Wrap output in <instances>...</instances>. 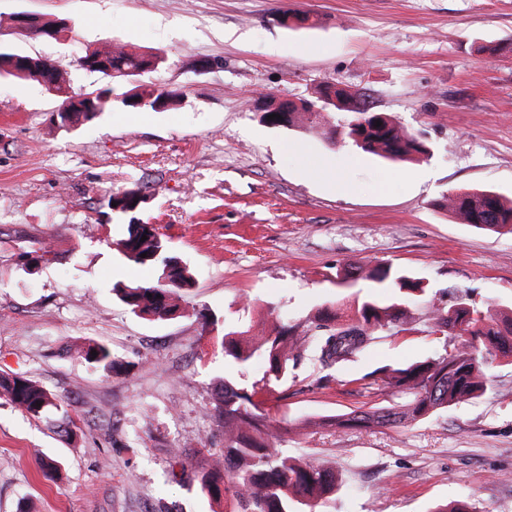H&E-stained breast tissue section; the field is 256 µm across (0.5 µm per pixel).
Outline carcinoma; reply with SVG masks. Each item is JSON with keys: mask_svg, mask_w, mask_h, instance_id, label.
<instances>
[{"mask_svg": "<svg viewBox=\"0 0 512 512\" xmlns=\"http://www.w3.org/2000/svg\"><path fill=\"white\" fill-rule=\"evenodd\" d=\"M320 19L310 14L284 10L280 24L285 28H310ZM101 62L110 70L99 73L112 78V86L100 89L93 102L100 111L119 102L126 107L164 109L174 102L169 92L143 89L132 93L121 90V82L134 72L151 70L162 63L155 54L140 53L125 47L98 51ZM27 80L44 82L46 71H56L54 90L63 89L60 65L26 56ZM330 85H320L312 99L290 100L284 104L274 95L263 96L262 118L274 126H298L322 132L330 139L342 136L347 142L359 141L357 148L392 161H407L429 153L427 144L406 131L390 115L374 112L365 97L337 91V110L344 114L340 126L333 125L331 113L321 111L322 96ZM82 96H67L64 111L58 113L60 124H73L97 116ZM381 125H376V122ZM438 208L463 224L497 234H512V200L491 190L451 193L438 202ZM125 261L135 265L156 264L158 280L136 285L118 282L113 291L120 301L137 316L167 318L177 313L180 293L193 287L187 263L171 250L169 242L153 224H129L126 235L117 242ZM147 257H141V254ZM372 282L371 291L353 296V315L339 320L337 312L324 310L317 314L314 328L298 331L295 326L281 325L269 336L224 334V357L236 366L256 361L268 364L272 377L262 376L243 387L224 380L216 400L213 419L224 436V448L207 453L193 466V474L202 492L210 496H228L242 512H315L336 491V470L326 464H303L277 451L280 428L264 410V395L271 380L286 375L288 360L315 351L321 365L331 368L362 353L376 339L388 333L415 330L414 307L421 291L390 264L378 263L365 269L349 264L343 269L342 283L354 287L358 281ZM427 333L444 337L456 336L452 346H443L437 357L415 361L404 367L381 366L364 375L368 387H377L405 398L402 403L355 411L336 419L338 427L395 425L421 421L459 403L479 397L487 388L486 368L489 360L501 356L512 358V309L492 314L464 299L451 306L429 301ZM97 355H91V352ZM84 358L107 371L117 369L118 362L104 345L94 343L83 350ZM0 392L18 410L40 419L56 398L36 382L23 376L0 375ZM58 431L72 438L77 435L76 421L62 413L54 421Z\"/></svg>", "mask_w": 512, "mask_h": 512, "instance_id": "1", "label": "carcinoma"}]
</instances>
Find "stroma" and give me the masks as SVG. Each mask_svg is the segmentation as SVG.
<instances>
[{"label":"stroma","mask_w":512,"mask_h":512,"mask_svg":"<svg viewBox=\"0 0 512 512\" xmlns=\"http://www.w3.org/2000/svg\"><path fill=\"white\" fill-rule=\"evenodd\" d=\"M321 19L287 29L282 10ZM60 20L54 39L13 18ZM163 57L133 85L178 94L166 110L114 103L51 123L65 95L110 86L86 48ZM0 47L57 62L64 92L0 77V373L37 381L81 432L68 439L0 398V512H233L189 470L222 448L210 415L228 331L307 327L348 294L336 271L389 262L428 300L512 307V235L461 224L443 195L512 197V0H0ZM333 82L366 95L430 153L393 163L321 134L264 123L261 94L312 97ZM291 151H283V144ZM139 190L120 214L110 195ZM153 224L191 267L181 316L146 320L112 290L158 277L115 243ZM107 345L123 371L81 358ZM421 332L377 339L329 379L289 361L266 410L281 454L335 467L324 512H512V364L495 360L480 397L426 420L339 428L336 416L389 401L358 380L441 353Z\"/></svg>","instance_id":"1"}]
</instances>
